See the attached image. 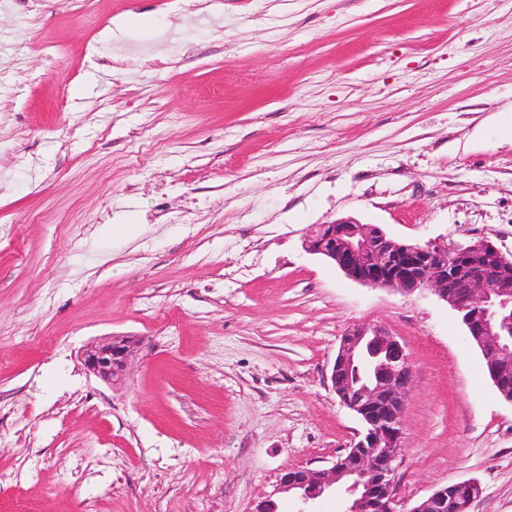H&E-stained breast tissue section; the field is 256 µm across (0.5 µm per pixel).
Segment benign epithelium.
Masks as SVG:
<instances>
[{
	"label": "benign epithelium",
	"mask_w": 512,
	"mask_h": 512,
	"mask_svg": "<svg viewBox=\"0 0 512 512\" xmlns=\"http://www.w3.org/2000/svg\"><path fill=\"white\" fill-rule=\"evenodd\" d=\"M307 252L333 262L353 280L402 293L428 289L461 317L498 391L512 401V252L487 237L465 244L397 241L379 226L342 218L304 239ZM135 341L107 336L83 350L87 371L112 385L125 380ZM330 379L340 402L363 422L358 440L328 469H289L279 490L308 504L336 491L345 512H397L396 464L402 453V412L413 386L405 346L385 328L354 326L342 337ZM478 481L436 489L407 512H467Z\"/></svg>",
	"instance_id": "7a95c632"
}]
</instances>
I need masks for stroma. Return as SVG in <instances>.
<instances>
[{
	"instance_id": "1",
	"label": "stroma",
	"mask_w": 512,
	"mask_h": 512,
	"mask_svg": "<svg viewBox=\"0 0 512 512\" xmlns=\"http://www.w3.org/2000/svg\"><path fill=\"white\" fill-rule=\"evenodd\" d=\"M341 218L512 252V0H0V512H299L374 324L413 368L399 499L512 512V402L431 292L305 251ZM134 346L129 336H107L84 349L81 359L90 374L112 385L125 380Z\"/></svg>"
}]
</instances>
